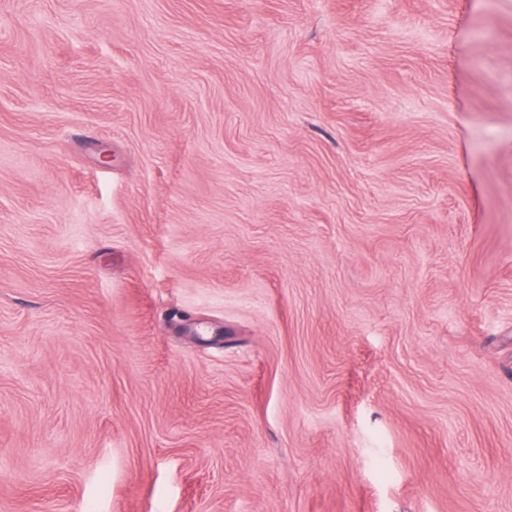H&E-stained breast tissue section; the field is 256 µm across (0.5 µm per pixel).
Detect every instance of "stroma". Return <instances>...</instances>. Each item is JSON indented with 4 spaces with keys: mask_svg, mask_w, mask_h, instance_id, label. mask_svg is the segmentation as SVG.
<instances>
[{
    "mask_svg": "<svg viewBox=\"0 0 512 512\" xmlns=\"http://www.w3.org/2000/svg\"><path fill=\"white\" fill-rule=\"evenodd\" d=\"M0 512H512V0H0Z\"/></svg>",
    "mask_w": 512,
    "mask_h": 512,
    "instance_id": "1",
    "label": "stroma"
}]
</instances>
